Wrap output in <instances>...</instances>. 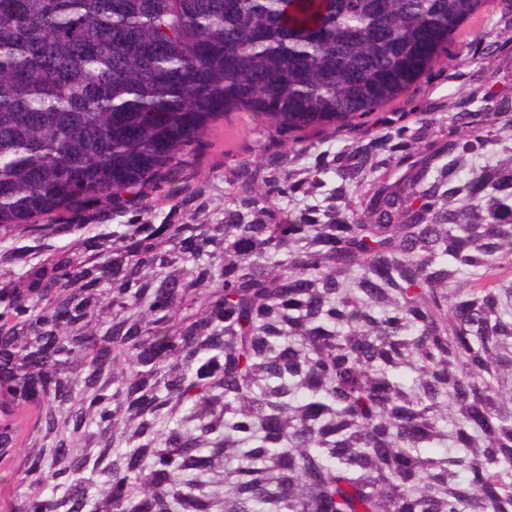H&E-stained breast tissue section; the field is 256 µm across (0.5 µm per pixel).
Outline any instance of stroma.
<instances>
[{
  "label": "stroma",
  "instance_id": "35a3bbf8",
  "mask_svg": "<svg viewBox=\"0 0 512 512\" xmlns=\"http://www.w3.org/2000/svg\"><path fill=\"white\" fill-rule=\"evenodd\" d=\"M511 13L512 0H488L484 14L467 25L416 85L388 104V111L406 113L412 124L432 125L447 111L449 98L468 86L485 82L492 91H511L512 79L487 80L481 63L485 45L492 42L497 45L494 64L512 59V43L496 40L497 22ZM287 137V129L267 117L237 110L219 112L182 159L169 165L162 179L138 187L136 195H116L64 214L62 223L81 225L82 230L56 237L52 245L73 252L79 241L119 224L223 223L224 196L233 189L238 167L246 162L268 164L276 159ZM355 137L350 127L333 122L309 128L304 140L314 149L298 154L297 163L311 168L316 151H336Z\"/></svg>",
  "mask_w": 512,
  "mask_h": 512
}]
</instances>
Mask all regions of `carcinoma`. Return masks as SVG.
<instances>
[{
    "mask_svg": "<svg viewBox=\"0 0 512 512\" xmlns=\"http://www.w3.org/2000/svg\"><path fill=\"white\" fill-rule=\"evenodd\" d=\"M305 2L0 0V229L135 190L219 110L384 126L245 164L224 223L122 224L50 280L0 249L16 512H512V93L474 85L437 130L380 111L484 0L285 22Z\"/></svg>",
    "mask_w": 512,
    "mask_h": 512,
    "instance_id": "obj_1",
    "label": "carcinoma"
}]
</instances>
